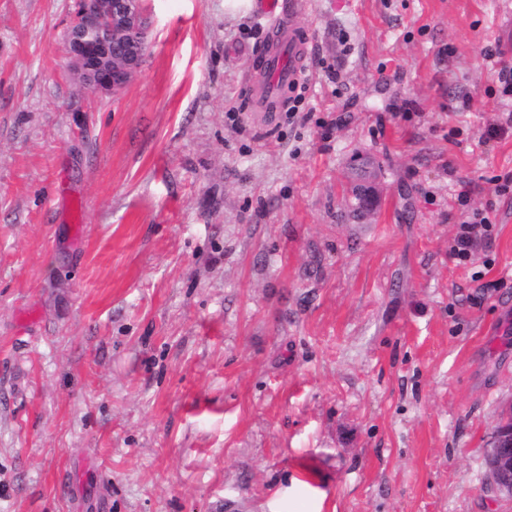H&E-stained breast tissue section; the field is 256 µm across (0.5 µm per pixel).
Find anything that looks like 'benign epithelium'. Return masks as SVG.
Instances as JSON below:
<instances>
[{
	"instance_id": "obj_1",
	"label": "benign epithelium",
	"mask_w": 512,
	"mask_h": 512,
	"mask_svg": "<svg viewBox=\"0 0 512 512\" xmlns=\"http://www.w3.org/2000/svg\"><path fill=\"white\" fill-rule=\"evenodd\" d=\"M148 26L139 0H76L69 30L70 68L94 94H118L137 76ZM487 465L497 488L512 496V413L497 426Z\"/></svg>"
}]
</instances>
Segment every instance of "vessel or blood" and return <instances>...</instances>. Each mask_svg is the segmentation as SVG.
<instances>
[{"instance_id": "b4317fda", "label": "vessel or blood", "mask_w": 512, "mask_h": 512, "mask_svg": "<svg viewBox=\"0 0 512 512\" xmlns=\"http://www.w3.org/2000/svg\"><path fill=\"white\" fill-rule=\"evenodd\" d=\"M303 8V0H261V15L269 25L272 40L248 78L249 94L258 111L284 108L285 90L298 84L306 70L309 45L297 23Z\"/></svg>"}]
</instances>
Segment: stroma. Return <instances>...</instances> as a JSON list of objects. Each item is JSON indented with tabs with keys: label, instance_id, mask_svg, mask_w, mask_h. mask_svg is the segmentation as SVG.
Instances as JSON below:
<instances>
[{
	"label": "stroma",
	"instance_id": "35a3bbf8",
	"mask_svg": "<svg viewBox=\"0 0 512 512\" xmlns=\"http://www.w3.org/2000/svg\"><path fill=\"white\" fill-rule=\"evenodd\" d=\"M505 6L306 0L292 119L255 9L142 0L112 96L74 0H0V512H512ZM481 214H476L474 218L475 221L468 223V225L464 226V232L461 233L457 238V245L454 249V254L458 258L466 259L470 256L469 248L473 244L474 235L476 236V229L480 227H484L486 224H491L488 217H481ZM479 224V225H478ZM487 465L490 476L503 492L512 496V413H507L497 426Z\"/></svg>",
	"mask_w": 512,
	"mask_h": 512
}]
</instances>
